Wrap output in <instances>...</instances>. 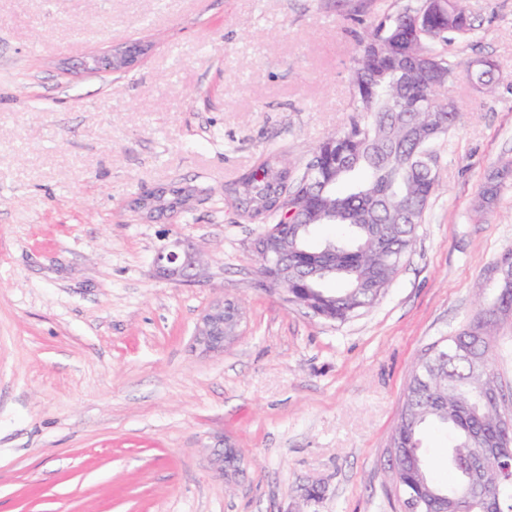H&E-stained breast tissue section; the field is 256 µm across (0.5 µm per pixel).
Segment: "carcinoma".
<instances>
[{
    "mask_svg": "<svg viewBox=\"0 0 512 512\" xmlns=\"http://www.w3.org/2000/svg\"><path fill=\"white\" fill-rule=\"evenodd\" d=\"M403 10L375 17L359 39L361 53L351 68L354 115L321 141L311 160L295 175L274 150L251 172L224 187L239 215L263 229L283 225L274 287L288 283V293L330 321H345L376 304L411 250L417 224L438 189L430 173L435 145L455 126V108L440 98L460 74L486 86L487 67L475 75L460 72L435 46H449L451 36L468 38L476 26L463 0H449L418 30L404 23ZM414 54L421 69L403 78L398 60ZM504 173L494 167L481 187L480 200H497ZM337 226L338 239L311 244L315 228ZM503 275L493 299L454 336L434 343L412 367L398 420L391 434L395 464L392 481L401 499L418 494L424 512H478L468 491L465 462L480 457L504 434L512 435L489 404L498 383L494 368L495 326L512 307V252L500 258ZM431 427L448 431V463L460 475L451 487L431 477L422 441ZM486 483L501 512H512V485L500 481L491 464Z\"/></svg>",
    "mask_w": 512,
    "mask_h": 512,
    "instance_id": "obj_1",
    "label": "carcinoma"
}]
</instances>
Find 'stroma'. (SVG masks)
I'll return each instance as SVG.
<instances>
[{
	"label": "stroma",
	"instance_id": "stroma-1",
	"mask_svg": "<svg viewBox=\"0 0 512 512\" xmlns=\"http://www.w3.org/2000/svg\"><path fill=\"white\" fill-rule=\"evenodd\" d=\"M359 0H0V512H403L389 436L408 371L478 312L512 249V0H466L492 82L459 78L456 126L400 273L371 309L325 320L261 289L224 187L267 149L303 167L352 109ZM143 41L133 71L87 56ZM189 194L186 209L151 196ZM209 254L176 285L167 239ZM238 337L193 348L208 304ZM244 453L225 480L208 450ZM504 162V161H503ZM501 162L499 165L494 167L486 176L485 181L481 187L480 200L484 206H491L497 200L502 184L504 183L503 171L505 170L504 163ZM503 164V165H502ZM501 169L499 170V168ZM153 267L159 278L179 285L191 283L203 274L196 245L178 237L157 250Z\"/></svg>",
	"mask_w": 512,
	"mask_h": 512
}]
</instances>
